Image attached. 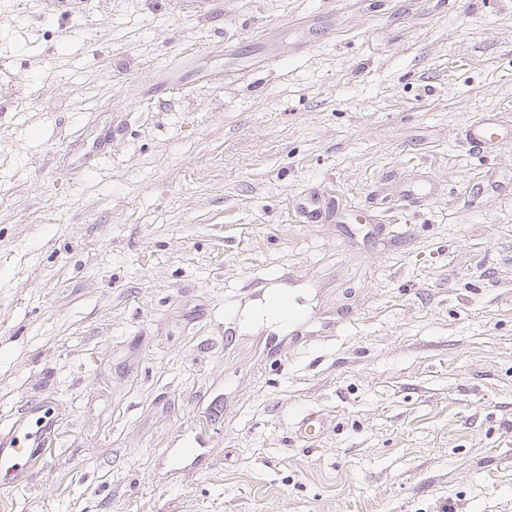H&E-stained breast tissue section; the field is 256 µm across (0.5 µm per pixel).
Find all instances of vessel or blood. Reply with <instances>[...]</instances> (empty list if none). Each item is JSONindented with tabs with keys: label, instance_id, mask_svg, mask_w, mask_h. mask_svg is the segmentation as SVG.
I'll use <instances>...</instances> for the list:
<instances>
[{
	"label": "vessel or blood",
	"instance_id": "b4317fda",
	"mask_svg": "<svg viewBox=\"0 0 512 512\" xmlns=\"http://www.w3.org/2000/svg\"><path fill=\"white\" fill-rule=\"evenodd\" d=\"M507 132L489 118L472 122L466 134L469 145L485 149L504 143ZM329 207L328 201L306 197L300 200L297 211L299 220L305 224H317ZM28 410H21L7 434H0V476L7 483L23 485L34 476L40 461L52 452L57 427L50 419H42L34 433L27 435ZM325 429V420L315 411L304 413L297 422L299 437L313 439Z\"/></svg>",
	"mask_w": 512,
	"mask_h": 512
}]
</instances>
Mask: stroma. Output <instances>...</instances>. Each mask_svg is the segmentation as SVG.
I'll use <instances>...</instances> for the list:
<instances>
[{
    "instance_id": "1",
    "label": "stroma",
    "mask_w": 512,
    "mask_h": 512,
    "mask_svg": "<svg viewBox=\"0 0 512 512\" xmlns=\"http://www.w3.org/2000/svg\"><path fill=\"white\" fill-rule=\"evenodd\" d=\"M214 8L0 0V512H512V0ZM466 132L468 144L476 149L493 147L508 139V132L498 127L489 117L472 122ZM333 206L332 202L321 200L310 196L304 197L298 203L297 211L299 213V221L304 224H319L326 210ZM270 310L274 316L278 318H286L288 321L273 318L269 314L267 305L262 303L257 308L242 313L240 317V324L249 326L264 322L268 325L276 324L279 327H286L288 322L294 321L298 316L292 301L288 298V295L284 294L272 298L270 301ZM45 405L31 410L23 409L7 434H0V475L4 484H28L34 476L40 461L52 453L57 426L46 416H41L33 435L26 433L27 418L43 411ZM22 433H25L22 435ZM32 439L28 449L27 441ZM296 424L299 437L308 440L316 438L325 429V420L317 411H307Z\"/></svg>"
}]
</instances>
